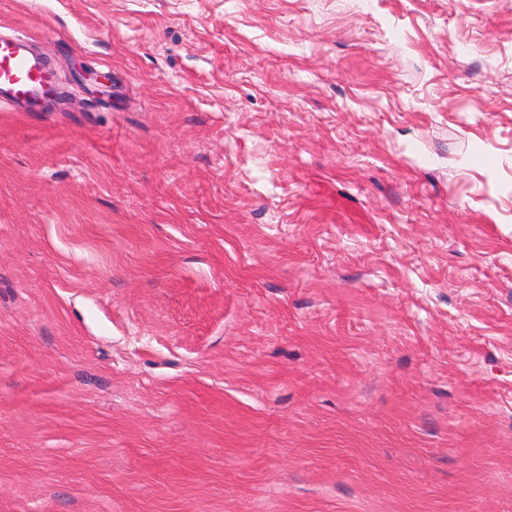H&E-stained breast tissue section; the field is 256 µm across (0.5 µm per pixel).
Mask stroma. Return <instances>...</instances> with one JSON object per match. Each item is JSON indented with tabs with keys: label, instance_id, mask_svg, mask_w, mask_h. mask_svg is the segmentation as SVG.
Returning a JSON list of instances; mask_svg holds the SVG:
<instances>
[{
	"label": "stroma",
	"instance_id": "1",
	"mask_svg": "<svg viewBox=\"0 0 512 512\" xmlns=\"http://www.w3.org/2000/svg\"><path fill=\"white\" fill-rule=\"evenodd\" d=\"M0 512H512V0H0ZM27 38L0 36V102L17 104L44 96L53 88L45 63L27 49Z\"/></svg>",
	"mask_w": 512,
	"mask_h": 512
}]
</instances>
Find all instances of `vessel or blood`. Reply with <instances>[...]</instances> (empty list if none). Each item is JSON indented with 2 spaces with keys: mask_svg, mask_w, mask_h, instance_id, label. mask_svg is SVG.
<instances>
[{
  "mask_svg": "<svg viewBox=\"0 0 512 512\" xmlns=\"http://www.w3.org/2000/svg\"><path fill=\"white\" fill-rule=\"evenodd\" d=\"M52 88L53 80L45 63L28 51L26 37L0 36V102H28Z\"/></svg>",
  "mask_w": 512,
  "mask_h": 512,
  "instance_id": "vessel-or-blood-1",
  "label": "vessel or blood"
}]
</instances>
